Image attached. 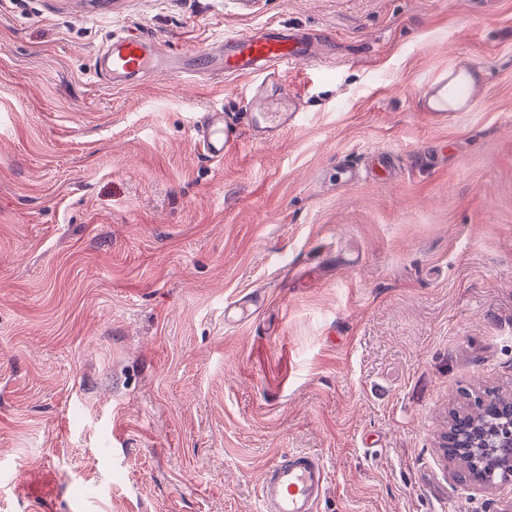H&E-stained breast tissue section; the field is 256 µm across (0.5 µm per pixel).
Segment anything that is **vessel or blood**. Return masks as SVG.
Masks as SVG:
<instances>
[{
    "instance_id": "obj_1",
    "label": "vessel or blood",
    "mask_w": 512,
    "mask_h": 512,
    "mask_svg": "<svg viewBox=\"0 0 512 512\" xmlns=\"http://www.w3.org/2000/svg\"><path fill=\"white\" fill-rule=\"evenodd\" d=\"M224 54L214 63L221 75L250 76L266 73L268 79H280L288 70L318 62L319 57L309 37L292 29L272 25L261 27L248 35L225 37ZM160 55L154 42L145 35L113 38L100 56V73L134 77L155 68ZM455 80L454 96L461 111L473 103L471 85L459 80L457 71L439 76V83ZM293 119L289 112H269L260 100H253L241 122L227 120L223 110L204 113L196 132L204 157L223 161L247 134L264 131L275 133L287 127ZM327 473L321 460L310 453L293 452L266 468L260 483L259 512H317L327 491Z\"/></svg>"
}]
</instances>
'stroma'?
Instances as JSON below:
<instances>
[{
    "label": "stroma",
    "instance_id": "stroma-1",
    "mask_svg": "<svg viewBox=\"0 0 512 512\" xmlns=\"http://www.w3.org/2000/svg\"><path fill=\"white\" fill-rule=\"evenodd\" d=\"M308 33L297 121L201 156L259 77L219 33ZM194 64L96 81L115 35ZM452 67L470 110L427 109ZM389 153L344 184L340 168ZM512 393V0H0V512H258L318 455V512H512L449 413ZM327 473L310 453L293 452L266 468L260 483V512H317L327 491Z\"/></svg>",
    "mask_w": 512,
    "mask_h": 512
}]
</instances>
